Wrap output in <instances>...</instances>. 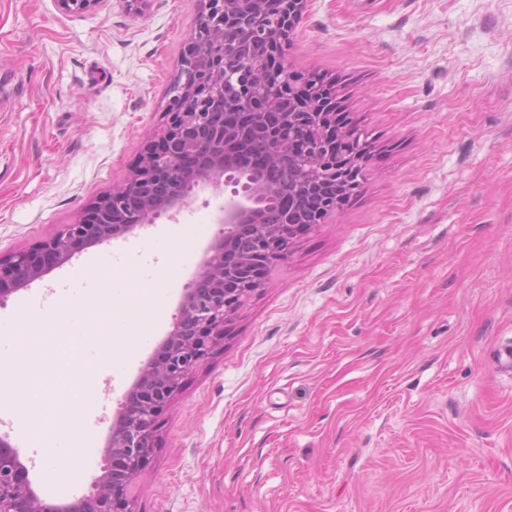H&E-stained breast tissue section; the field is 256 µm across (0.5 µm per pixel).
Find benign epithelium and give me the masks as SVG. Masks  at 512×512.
Masks as SVG:
<instances>
[{
  "label": "benign epithelium",
  "mask_w": 512,
  "mask_h": 512,
  "mask_svg": "<svg viewBox=\"0 0 512 512\" xmlns=\"http://www.w3.org/2000/svg\"><path fill=\"white\" fill-rule=\"evenodd\" d=\"M65 13H83L103 0H56ZM306 0H283L282 15L264 24L265 0H200L197 27L186 41L169 88L164 122L147 142L127 178L114 185L75 224L34 247L0 258V297L43 278L48 265L69 261L79 247L101 245L163 213H178L195 186L218 188L228 179L227 148L255 140L275 161L295 164L294 202L280 223H268L267 202L277 187L263 170L247 176V186L224 198L217 223L224 233L210 245L193 287L184 291L165 355L142 368L134 389L120 403L107 444L108 463L94 492L65 502L39 497L18 452L0 436V512H134L131 492L155 448L157 420L187 376L224 339L225 328L246 299L267 284L270 266L291 254L294 241L312 230L317 215L300 220L297 209L324 183L321 209L336 213L340 197L359 187L358 171L368 150L336 152L329 137L311 140L309 131L326 133L336 124V86L308 88L303 78L271 85L272 69L289 73L283 52ZM252 55L236 60L240 39ZM247 226L253 250L229 261L235 233Z\"/></svg>",
  "instance_id": "7a95c632"
}]
</instances>
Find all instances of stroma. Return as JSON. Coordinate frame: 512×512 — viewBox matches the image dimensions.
<instances>
[{"mask_svg": "<svg viewBox=\"0 0 512 512\" xmlns=\"http://www.w3.org/2000/svg\"><path fill=\"white\" fill-rule=\"evenodd\" d=\"M197 0H0V256L66 225L161 125ZM289 64L335 81L372 161L235 315L158 423L136 512H512V0H307ZM231 185L0 299L117 287L146 336L99 373L96 458L158 357ZM160 287L146 307L142 289Z\"/></svg>", "mask_w": 512, "mask_h": 512, "instance_id": "35a3bbf8", "label": "stroma"}]
</instances>
